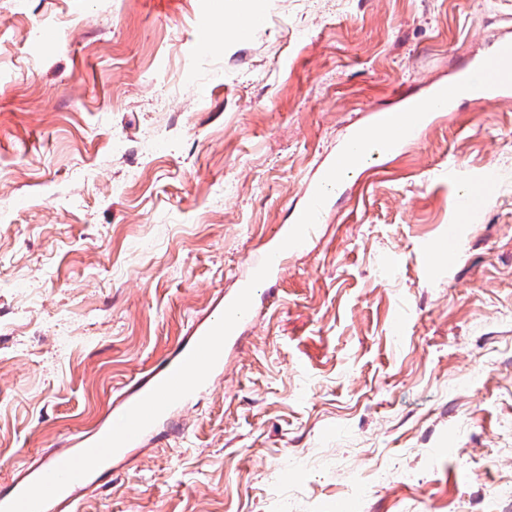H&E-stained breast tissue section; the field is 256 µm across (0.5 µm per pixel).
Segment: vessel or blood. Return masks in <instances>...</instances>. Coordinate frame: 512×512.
Wrapping results in <instances>:
<instances>
[{
    "instance_id": "vessel-or-blood-1",
    "label": "vessel or blood",
    "mask_w": 512,
    "mask_h": 512,
    "mask_svg": "<svg viewBox=\"0 0 512 512\" xmlns=\"http://www.w3.org/2000/svg\"><path fill=\"white\" fill-rule=\"evenodd\" d=\"M208 330V325L203 324L193 328L188 336L177 340L170 352L157 365L127 389L118 402L112 403L109 411L96 425L90 436L76 438L72 448L55 454L52 463H45L28 469L17 477L7 491L0 493V506L12 502L35 480L50 472L53 466L61 465L100 441L127 410L165 380L180 365Z\"/></svg>"
}]
</instances>
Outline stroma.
<instances>
[{
  "label": "stroma",
  "mask_w": 512,
  "mask_h": 512,
  "mask_svg": "<svg viewBox=\"0 0 512 512\" xmlns=\"http://www.w3.org/2000/svg\"><path fill=\"white\" fill-rule=\"evenodd\" d=\"M246 4L0 0V488L219 314L352 127L512 38V0L241 39ZM179 414L80 512H512V97L361 173Z\"/></svg>",
  "instance_id": "1"
}]
</instances>
